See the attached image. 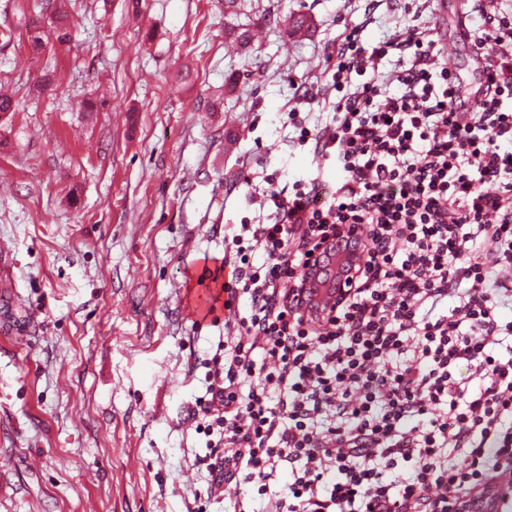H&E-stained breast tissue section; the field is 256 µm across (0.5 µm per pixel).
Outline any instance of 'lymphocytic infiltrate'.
Here are the masks:
<instances>
[{
    "instance_id": "f902f5d3",
    "label": "lymphocytic infiltrate",
    "mask_w": 512,
    "mask_h": 512,
    "mask_svg": "<svg viewBox=\"0 0 512 512\" xmlns=\"http://www.w3.org/2000/svg\"><path fill=\"white\" fill-rule=\"evenodd\" d=\"M499 2L479 0L469 35L485 62L473 109L456 103L443 43L414 25L371 47L345 29L331 120L311 129L289 110L298 144L337 175L269 183L266 218L224 237V350L196 402L214 487L251 486L269 512H448L512 473V10ZM342 227L364 265L343 303L304 316L296 291Z\"/></svg>"
}]
</instances>
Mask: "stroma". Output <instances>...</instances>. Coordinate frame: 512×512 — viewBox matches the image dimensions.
<instances>
[{
  "instance_id": "1",
  "label": "stroma",
  "mask_w": 512,
  "mask_h": 512,
  "mask_svg": "<svg viewBox=\"0 0 512 512\" xmlns=\"http://www.w3.org/2000/svg\"><path fill=\"white\" fill-rule=\"evenodd\" d=\"M34 4L0 0L15 104L0 126V512H224L241 489L210 497L195 417L224 329L196 320L191 279L216 269L225 226L258 216L267 176L316 168L288 112L329 121L344 24L372 45L427 22L467 77L457 27L480 15L471 0H68L70 41L44 11L35 54ZM299 14L312 29L291 31Z\"/></svg>"
}]
</instances>
